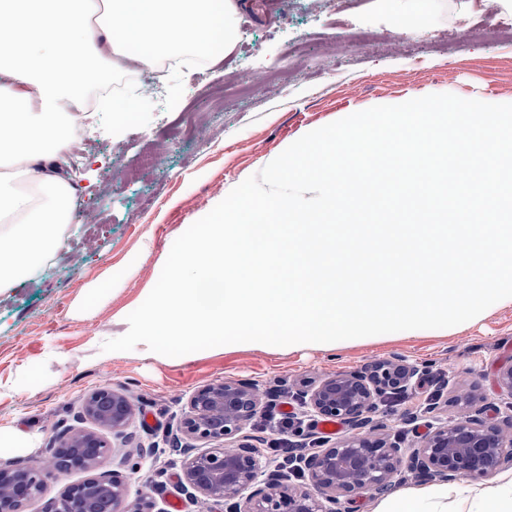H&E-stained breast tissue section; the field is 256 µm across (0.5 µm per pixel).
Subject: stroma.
I'll list each match as a JSON object with an SVG mask.
<instances>
[{
    "mask_svg": "<svg viewBox=\"0 0 512 512\" xmlns=\"http://www.w3.org/2000/svg\"><path fill=\"white\" fill-rule=\"evenodd\" d=\"M237 0L238 37L206 67L169 68L153 97L139 99L125 122L103 113L100 147L85 156L79 202L89 222L70 225L66 241L34 277L0 294V424L40 435L32 458L79 425L86 395L101 386L123 393L140 417L132 439L111 438L104 470H116L130 500L163 512H226L191 496L180 482L181 413L201 386L254 381L272 397L399 355L430 374L464 375L498 415L512 410L497 384L512 365V305L444 329L350 339L334 350L243 343L161 360L131 351L101 358L93 340L114 331V316L136 309L154 287L174 241L211 211L214 201L259 172L309 131L376 105L434 93L512 103V44L488 40L496 26L473 0ZM422 17L420 35L399 33V17ZM250 83L248 98H227L195 138L177 132L183 113L207 106L215 84ZM112 286L89 312L84 288ZM422 395L380 404L375 415L402 447L419 444L400 418ZM153 448L140 460L139 447Z\"/></svg>",
    "mask_w": 512,
    "mask_h": 512,
    "instance_id": "35a3bbf8",
    "label": "stroma"
}]
</instances>
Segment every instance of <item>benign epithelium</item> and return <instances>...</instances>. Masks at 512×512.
Masks as SVG:
<instances>
[{"instance_id": "obj_1", "label": "benign epithelium", "mask_w": 512, "mask_h": 512, "mask_svg": "<svg viewBox=\"0 0 512 512\" xmlns=\"http://www.w3.org/2000/svg\"><path fill=\"white\" fill-rule=\"evenodd\" d=\"M433 387L422 415L432 419L414 448H404L381 433L372 415L385 400ZM464 389L458 398L468 408L464 420L448 425L437 417L439 397L449 384ZM267 397L248 380L218 381L197 389L185 409L180 430L190 444L183 448L182 485L230 512H346L342 500L362 491L383 494L401 462L427 481L450 482L459 476L488 477L512 467V414L491 421L485 399L473 385L445 377L425 380V371L400 356L357 371L336 373L297 393L305 415L345 424L352 434L302 461L313 490L275 480L262 465L261 448L246 429ZM135 418L125 396L108 387L90 392L81 419L92 427H72L37 465L0 464V512H30L48 491L55 473L90 472L67 485L44 512H144L129 502V490L116 472L100 471L111 448L104 436L128 437ZM193 441L212 442L199 449ZM332 504L328 508L325 503Z\"/></svg>"}]
</instances>
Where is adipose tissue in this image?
<instances>
[{
  "label": "adipose tissue",
  "instance_id": "ef3b65f1",
  "mask_svg": "<svg viewBox=\"0 0 512 512\" xmlns=\"http://www.w3.org/2000/svg\"><path fill=\"white\" fill-rule=\"evenodd\" d=\"M234 0H0V293L36 273L63 245L75 191L69 111L113 48L153 66L160 56L232 46ZM468 512H512V478L412 487L373 512H438L448 496Z\"/></svg>",
  "mask_w": 512,
  "mask_h": 512
}]
</instances>
